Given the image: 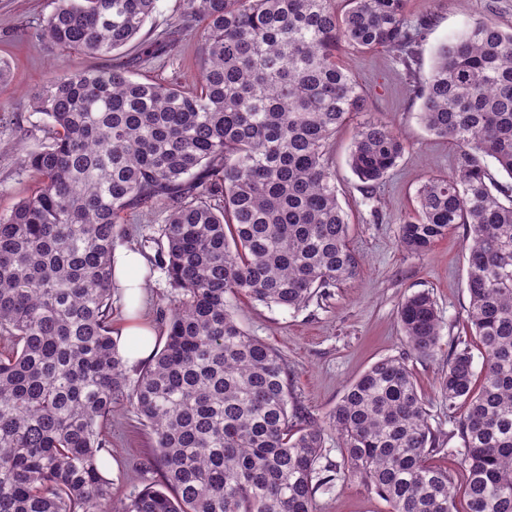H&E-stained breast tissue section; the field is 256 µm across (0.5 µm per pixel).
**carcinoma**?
<instances>
[{
    "instance_id": "cac0c4a2",
    "label": "carcinoma",
    "mask_w": 512,
    "mask_h": 512,
    "mask_svg": "<svg viewBox=\"0 0 512 512\" xmlns=\"http://www.w3.org/2000/svg\"><path fill=\"white\" fill-rule=\"evenodd\" d=\"M156 3L57 0L44 20L53 45L112 66L33 97L47 125L20 166L37 187L0 213V512H315L330 431L347 473L390 512H458L451 476L429 462L439 438L404 358L373 363L324 420L300 417L282 357L230 310L239 295L298 309L357 273L329 148L364 94L336 50L409 51L405 0H180L147 41ZM186 35L201 42L192 82L132 79L128 46L175 60ZM413 93L425 128L458 155L452 175L420 187L398 238L424 253L466 229L483 366L455 349L438 395L462 409L465 512H512V187L487 165L512 177V30L470 19ZM402 151L368 120L349 164L371 187ZM144 212L160 220L175 296L164 346L132 382L112 336V257L122 215ZM398 320L410 352L432 356L433 297H406ZM122 400L151 431L161 480L116 500L105 472Z\"/></svg>"
}]
</instances>
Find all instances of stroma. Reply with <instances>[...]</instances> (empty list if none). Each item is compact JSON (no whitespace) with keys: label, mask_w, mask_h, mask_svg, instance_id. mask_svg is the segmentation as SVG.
<instances>
[{"label":"stroma","mask_w":512,"mask_h":512,"mask_svg":"<svg viewBox=\"0 0 512 512\" xmlns=\"http://www.w3.org/2000/svg\"><path fill=\"white\" fill-rule=\"evenodd\" d=\"M54 7L55 0H0V59L11 65L9 81L0 85V212L10 210L35 187L19 164L23 153L39 147L34 133L45 123L44 116L30 108L31 96L63 73L109 64L105 57L56 48L42 35L43 19ZM485 15L511 29L512 0H406L405 19L418 32L417 59L409 66L392 49L342 46L338 58L361 85L365 109L336 130L329 156L337 197L350 224L349 245L360 256L361 266L355 276L299 309L268 306L243 295L232 302L240 326L282 356L292 403L304 416L320 420L372 363L407 356L398 307L411 294L430 293L441 320L439 349L430 358L408 357L409 366L442 444L430 461L447 468L456 481L461 478L459 415L441 402L437 385L459 343L468 345L475 363L483 361L477 340L469 334L466 233L454 228L428 252L416 255L400 247L397 226L415 208L417 191L425 181L452 173L458 153L451 141L424 127L421 101L411 88L427 82L440 44L459 33L468 18ZM180 54L175 68L161 58L133 67V79L197 75V38L185 37ZM369 119L390 124L404 146L397 166L370 188L349 165L356 132ZM162 246L156 225L146 220L130 225L128 236L117 243L118 249L133 247L151 260L145 295L136 310L152 328L159 348L166 336L161 312L172 295L164 270L154 261ZM111 431L112 459L106 476L116 491L126 496L157 481L156 471L145 466L152 453L151 436L127 402L117 404ZM316 512H389V506L359 478L350 477L317 492Z\"/></svg>","instance_id":"stroma-1"}]
</instances>
